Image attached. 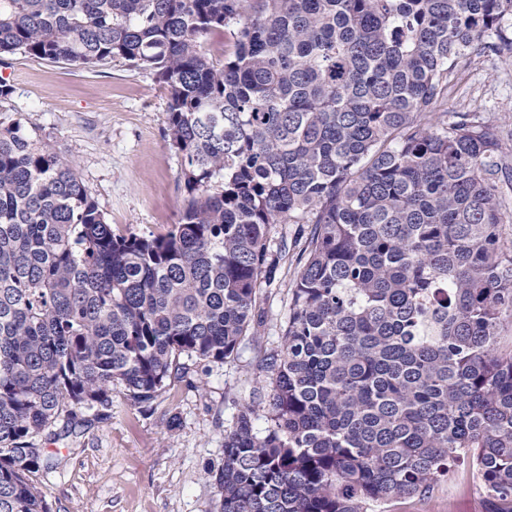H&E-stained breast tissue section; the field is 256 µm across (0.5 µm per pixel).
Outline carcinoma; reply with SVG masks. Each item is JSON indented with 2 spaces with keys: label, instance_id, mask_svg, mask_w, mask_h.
<instances>
[{
  "label": "carcinoma",
  "instance_id": "carcinoma-1",
  "mask_svg": "<svg viewBox=\"0 0 512 512\" xmlns=\"http://www.w3.org/2000/svg\"><path fill=\"white\" fill-rule=\"evenodd\" d=\"M511 18L512 0H0V57L154 73L186 193L166 234L118 236L69 161L0 127V512H51L38 438L112 407V383L148 404L181 358L237 357L280 272L272 224L307 230L270 390L213 467L219 512H373L460 459L486 512H512L501 131L438 111L461 60L512 53Z\"/></svg>",
  "mask_w": 512,
  "mask_h": 512
}]
</instances>
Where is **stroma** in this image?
I'll list each match as a JSON object with an SVG mask.
<instances>
[{"label": "stroma", "mask_w": 512, "mask_h": 512, "mask_svg": "<svg viewBox=\"0 0 512 512\" xmlns=\"http://www.w3.org/2000/svg\"><path fill=\"white\" fill-rule=\"evenodd\" d=\"M0 78L11 87L0 97V125L22 123L72 161L114 234L157 236L177 223L181 156L165 130L167 90L151 72L123 61L89 70L16 54L0 60ZM444 109L494 120L512 162V54L461 62ZM296 275L284 258L278 280L261 290L265 322L258 336L243 338L234 360L187 362L145 405L113 383L111 408L83 410L70 433L56 424L41 445L57 464L32 476L53 512H216L210 468L224 455L240 406L267 392L261 358L281 346ZM384 512H485L484 495L471 464L460 461L447 480L389 501Z\"/></svg>", "instance_id": "1"}]
</instances>
